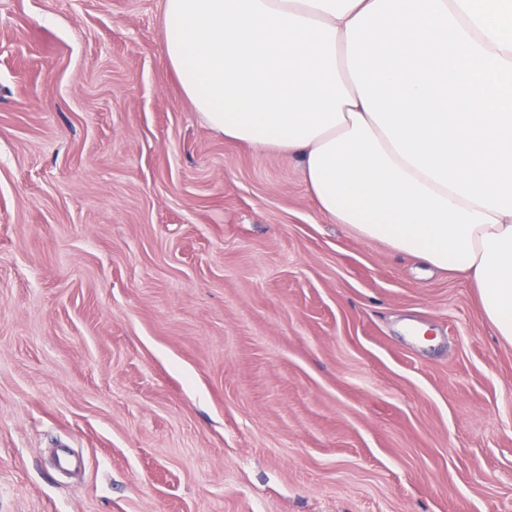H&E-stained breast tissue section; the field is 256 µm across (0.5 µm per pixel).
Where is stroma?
I'll use <instances>...</instances> for the list:
<instances>
[{"instance_id": "obj_1", "label": "stroma", "mask_w": 512, "mask_h": 512, "mask_svg": "<svg viewBox=\"0 0 512 512\" xmlns=\"http://www.w3.org/2000/svg\"><path fill=\"white\" fill-rule=\"evenodd\" d=\"M0 512H512V344L212 131L162 0H0Z\"/></svg>"}]
</instances>
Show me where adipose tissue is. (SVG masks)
<instances>
[{
    "label": "adipose tissue",
    "instance_id": "1",
    "mask_svg": "<svg viewBox=\"0 0 512 512\" xmlns=\"http://www.w3.org/2000/svg\"><path fill=\"white\" fill-rule=\"evenodd\" d=\"M371 0H163V56L206 124L298 160L319 210L364 240L466 277L512 343V215L403 159L362 106L349 21Z\"/></svg>",
    "mask_w": 512,
    "mask_h": 512
}]
</instances>
